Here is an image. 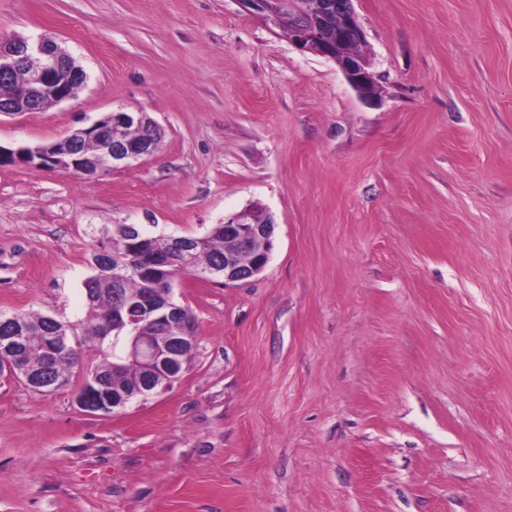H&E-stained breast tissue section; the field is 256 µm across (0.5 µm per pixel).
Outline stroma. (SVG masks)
<instances>
[{"label":"stroma","mask_w":512,"mask_h":512,"mask_svg":"<svg viewBox=\"0 0 512 512\" xmlns=\"http://www.w3.org/2000/svg\"><path fill=\"white\" fill-rule=\"evenodd\" d=\"M379 96L238 0H0L76 99L0 147L143 112L99 175L0 163V314L75 322L94 228L277 223L246 282H176L194 359L109 414L0 377V512H512V0H355Z\"/></svg>","instance_id":"35a3bbf8"}]
</instances>
